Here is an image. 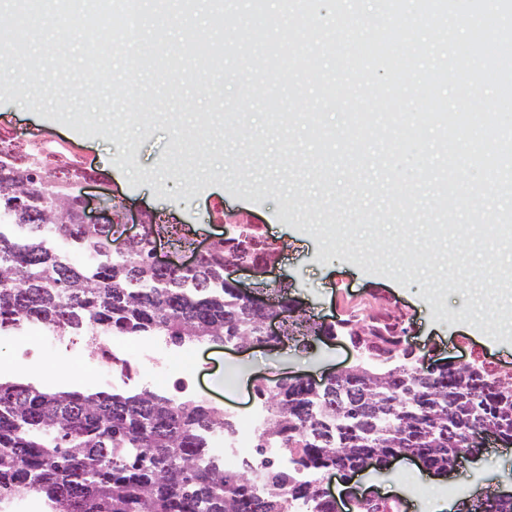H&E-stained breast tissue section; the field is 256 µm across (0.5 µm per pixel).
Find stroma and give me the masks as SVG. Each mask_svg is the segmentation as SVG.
<instances>
[{
  "label": "stroma",
  "mask_w": 512,
  "mask_h": 512,
  "mask_svg": "<svg viewBox=\"0 0 512 512\" xmlns=\"http://www.w3.org/2000/svg\"><path fill=\"white\" fill-rule=\"evenodd\" d=\"M250 0H224L229 30H215L208 0L188 11H169L140 37V68L125 71V51L106 55L101 83L85 86L93 62L84 30L71 43L56 40L54 21L23 42L39 56L41 70L29 72L5 60L6 88L0 89V132L32 133L67 148L82 166L102 173L87 185L90 214L122 204L127 215L147 211L169 224L186 225L195 244L221 237L226 224H259L280 248L271 272L246 277L258 287L286 282L317 321H328L358 300L376 308L400 309L414 344L434 357L471 358L512 370V261H502L496 278L500 297L487 296L479 271L487 242L438 247L434 261L422 250L431 241L433 219L444 209L439 187L385 190L388 169L381 158L346 152L356 133L351 111L340 101L314 106L281 66L290 49L280 48L272 29L278 15L254 12ZM267 31L251 53L239 45L253 29ZM213 37L223 70L203 67L187 49L191 34ZM168 56L158 67L159 56ZM348 338L294 342L242 350L201 346L194 382L197 400L220 404L227 417L240 414L253 397L256 377L290 373L320 376L359 364ZM248 365L233 391L224 389V367ZM93 349L80 361L35 351L24 359L15 343H0V378L20 376L57 391H101ZM422 469L401 460L386 470H369L356 486L383 497H401L404 512H427L449 483L473 489L512 484V447L496 445L440 480L419 485Z\"/></svg>",
  "instance_id": "35a3bbf8"
}]
</instances>
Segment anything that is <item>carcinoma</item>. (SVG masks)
<instances>
[{
  "label": "carcinoma",
  "instance_id": "obj_1",
  "mask_svg": "<svg viewBox=\"0 0 512 512\" xmlns=\"http://www.w3.org/2000/svg\"><path fill=\"white\" fill-rule=\"evenodd\" d=\"M190 53L218 69L223 58L210 38L194 35ZM36 145L0 133V329L39 321L74 332L87 327L126 335L165 336L175 346L259 339L268 311L253 309L224 279L242 259L268 261L276 244L259 228L214 244L195 269H157L154 238L189 244L179 224L149 218L144 236L118 249L109 230L80 224L71 183L86 171L60 167ZM62 239L86 262L70 263L50 242ZM403 317L354 308L338 331L371 361L353 377L314 387L291 379L262 384L270 407L256 447L279 443L294 468L263 462L261 493L248 472L229 473L205 455L208 434L231 421L205 403L182 402L149 388L135 394L50 393L22 379L0 381V497L38 487L52 512H283L282 492L336 512L318 484L324 472L384 469L394 452L425 455L442 469L464 457L485 427L512 438V371L484 364L431 372L405 347ZM331 327L298 316L289 339L303 342ZM467 512H512V497L488 495Z\"/></svg>",
  "mask_w": 512,
  "mask_h": 512
}]
</instances>
